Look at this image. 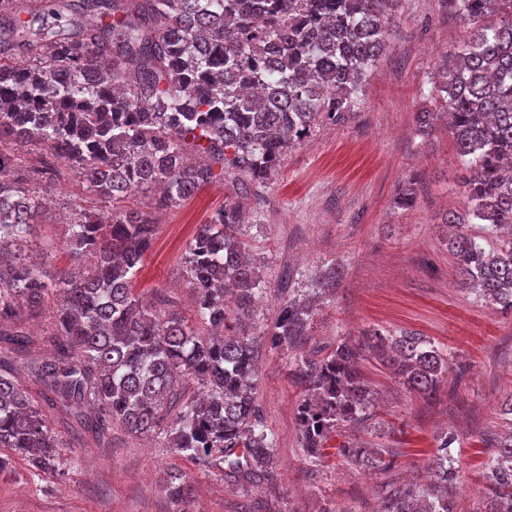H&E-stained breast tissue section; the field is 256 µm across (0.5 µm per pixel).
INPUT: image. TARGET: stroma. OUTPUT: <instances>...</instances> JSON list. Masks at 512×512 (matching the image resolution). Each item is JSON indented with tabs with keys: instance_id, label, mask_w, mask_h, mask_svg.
<instances>
[{
	"instance_id": "1",
	"label": "stroma",
	"mask_w": 512,
	"mask_h": 512,
	"mask_svg": "<svg viewBox=\"0 0 512 512\" xmlns=\"http://www.w3.org/2000/svg\"><path fill=\"white\" fill-rule=\"evenodd\" d=\"M387 49L367 79L355 115L340 126L320 125L295 143L261 184L241 195L234 175L165 209L139 194L127 205L153 214L156 233L132 286L141 300H167L194 320L197 293L184 267L185 249L200 224L228 202H243L238 227L263 288L249 321L253 335L273 325L280 305L312 290L317 270L336 264L342 280L323 295L307 333L308 351L322 357L348 336L370 330L415 333L448 359V378L434 396L407 389L373 355L361 369L377 394L370 417L341 428L323 459L310 463L299 444V388L290 355L261 346L256 396L276 441L273 483L241 486L176 455L165 435L147 438L113 427L111 440L81 426L76 409L46 407L64 465L45 475L16 460L0 478V512H170L163 492L169 471L194 484L191 512H376L389 491L425 475L439 437L457 474L456 512H481L484 464L512 429V317L482 300L460 276L448 252L449 215L467 207V176L445 119L419 131L415 114L437 110L428 93L445 55L462 33L439 0H399L388 13ZM60 177L36 184L49 207L25 252L44 269L71 268L63 247L73 205L91 211L77 170L58 164ZM415 190L412 207L399 198ZM350 442L382 452L388 467L351 464L338 447Z\"/></svg>"
}]
</instances>
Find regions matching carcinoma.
<instances>
[{"mask_svg": "<svg viewBox=\"0 0 512 512\" xmlns=\"http://www.w3.org/2000/svg\"><path fill=\"white\" fill-rule=\"evenodd\" d=\"M0 0V147L35 143L63 156L112 210H73L65 246L80 266L40 270L22 253L41 202L32 184L56 176L48 163L19 174L0 154V344L29 343L21 306L58 299L53 356L31 367L45 401L87 405L83 427L106 435L157 431L174 411L169 447L242 484L273 479L275 448L255 397L257 339L229 324L225 300L245 315L259 292L245 245L243 213L227 203L200 225L185 252L202 333L180 314L133 295L132 277L155 222L121 207L159 187L169 207L230 172L261 182L288 149L322 124L355 113L367 77L386 49L384 19L396 0H52L45 6ZM466 36L448 50L434 91L448 131L470 171L468 213L487 232L512 227V0H441ZM448 247L476 293L512 313V237L488 250L455 217ZM332 264L318 289L333 291ZM314 300L290 299L261 339L293 353L292 379L304 393L297 422L304 455L321 460L338 429L368 417L374 391L358 364L364 351L407 389L433 395L448 361L420 336L378 331L343 340L321 359L302 353ZM195 380L206 394L181 399ZM440 439L434 480L396 489L382 512H455L456 474ZM42 410L0 373V475L13 458L55 473L64 460ZM342 455L376 467L385 460L350 442ZM484 512H512V430L486 462ZM172 512H188L193 484L166 479Z\"/></svg>", "mask_w": 512, "mask_h": 512, "instance_id": "1", "label": "carcinoma"}]
</instances>
